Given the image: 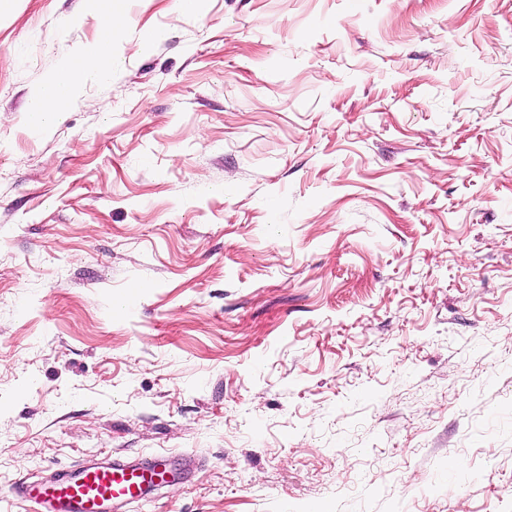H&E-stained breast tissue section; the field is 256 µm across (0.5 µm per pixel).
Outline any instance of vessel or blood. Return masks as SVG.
I'll return each mask as SVG.
<instances>
[{
    "label": "vessel or blood",
    "mask_w": 512,
    "mask_h": 512,
    "mask_svg": "<svg viewBox=\"0 0 512 512\" xmlns=\"http://www.w3.org/2000/svg\"><path fill=\"white\" fill-rule=\"evenodd\" d=\"M171 480L165 455L144 464L109 458L61 470L46 482L20 480L18 494L33 512H111L143 501Z\"/></svg>",
    "instance_id": "vessel-or-blood-1"
}]
</instances>
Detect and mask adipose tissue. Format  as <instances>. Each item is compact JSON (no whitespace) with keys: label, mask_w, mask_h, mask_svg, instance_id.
<instances>
[{"label":"adipose tissue","mask_w":512,"mask_h":512,"mask_svg":"<svg viewBox=\"0 0 512 512\" xmlns=\"http://www.w3.org/2000/svg\"><path fill=\"white\" fill-rule=\"evenodd\" d=\"M120 21L119 14H109L102 38L93 46L83 49L76 60L65 64L59 72L43 81L29 104V112L35 122H42L45 116L56 114L54 97L57 93L70 97L85 83L109 77L107 63L112 59V32Z\"/></svg>","instance_id":"adipose-tissue-1"}]
</instances>
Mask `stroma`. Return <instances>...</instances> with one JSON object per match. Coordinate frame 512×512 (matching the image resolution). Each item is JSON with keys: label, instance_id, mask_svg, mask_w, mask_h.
Here are the masks:
<instances>
[{"label": "stroma", "instance_id": "stroma-1", "mask_svg": "<svg viewBox=\"0 0 512 512\" xmlns=\"http://www.w3.org/2000/svg\"><path fill=\"white\" fill-rule=\"evenodd\" d=\"M0 9V512H512V0ZM194 455V464L184 455ZM104 23L102 38L93 46L81 51L79 57L65 64L62 69L49 75L32 96L28 112L36 123H42L48 115L61 114L54 105V97L62 92L69 100L88 81H101L112 71V32L120 23L121 17L112 12ZM108 62V67L102 65ZM168 459L155 455L147 463L109 458L61 470L47 482L22 479L18 494L32 512H112L143 501L172 481Z\"/></svg>", "mask_w": 512, "mask_h": 512}]
</instances>
